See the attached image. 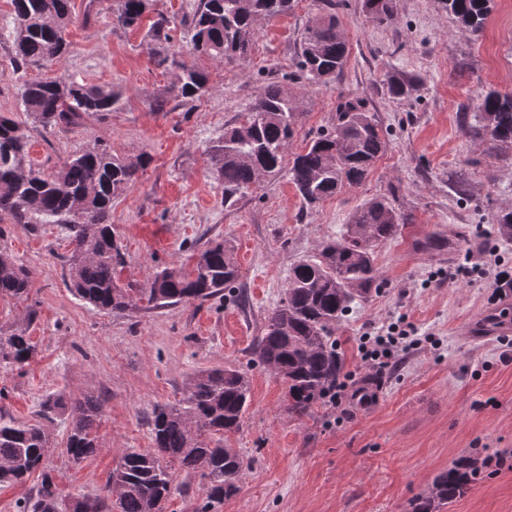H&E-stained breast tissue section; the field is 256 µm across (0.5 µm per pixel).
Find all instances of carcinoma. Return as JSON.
<instances>
[{
	"instance_id": "obj_1",
	"label": "carcinoma",
	"mask_w": 512,
	"mask_h": 512,
	"mask_svg": "<svg viewBox=\"0 0 512 512\" xmlns=\"http://www.w3.org/2000/svg\"><path fill=\"white\" fill-rule=\"evenodd\" d=\"M118 25H138L153 0H114ZM295 0H199L188 20L161 16L153 26L158 66L174 68L178 94L199 100L209 91V74L179 59L170 32L183 28L189 45L200 57L230 62L248 55L255 27L263 18L292 10ZM458 26L477 34L484 28L494 0H443ZM323 14L306 27L294 78L327 82L344 69L348 43L341 33L336 0H323ZM13 72L37 66L52 68L68 52L67 29L72 21L71 0H11ZM372 22L391 19L396 0H362ZM387 92L405 98L417 84L398 73L388 76ZM23 111L44 129L66 131L85 117L105 118L120 108V95L110 87L88 85L67 73L26 80L20 88ZM474 121L463 114L462 135L497 147H512V94L485 91ZM297 113L291 97L270 83L236 126L206 147L216 182L224 187V202L256 184L263 176L288 170L299 196L308 205L336 195L345 186L361 184L385 154L387 138L376 115L359 99L336 106V123L313 137L303 152L286 158L295 135ZM27 127L0 114V213L31 230L40 224H61L73 245L69 259V289L80 300L110 313H123L146 302L168 307L183 302L222 299L235 291L240 271L232 246L212 240L196 253L191 271L168 266L154 273L146 287L131 295L117 284L124 263L110 222L112 200L150 163L142 155L128 161L95 145L65 160L47 173L28 163ZM413 223L412 214L396 207L388 196L374 197L352 214L345 231L327 242L318 256L295 263L288 275L285 297L265 318L261 336L253 344L254 360L281 377L287 385L288 414L305 417L322 402L341 377L344 364L333 335L353 304L384 287L376 267V248L394 239ZM498 235L512 241V210L498 215ZM426 251H440L448 243L428 234L415 240ZM33 286L30 270L0 251V297L26 301ZM34 346L24 330L0 336V366L21 367ZM247 374L234 367L202 370L191 376L181 399L153 409L151 438L155 452L127 451L112 471L105 496H65L44 471L51 439L40 422H19L0 410V484H23L36 471L42 480L35 495L17 512H165L179 474L199 475L207 487L196 512H213L217 504L236 495L247 463L224 436L243 427L250 401ZM70 413L64 451L76 462L93 456L99 447L94 427L103 402L94 396L70 407L61 398L48 401L43 419ZM479 475L471 459H461L435 477L431 488L409 503L408 512H444L462 497Z\"/></svg>"
}]
</instances>
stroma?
<instances>
[{"label": "stroma", "instance_id": "stroma-1", "mask_svg": "<svg viewBox=\"0 0 512 512\" xmlns=\"http://www.w3.org/2000/svg\"><path fill=\"white\" fill-rule=\"evenodd\" d=\"M338 2L349 58L336 78L294 79L302 34L322 11L321 0H296L288 14L257 23L243 59L222 64L183 52L210 79L206 96L188 102L175 93V70L153 60L151 24L160 13L189 17L198 0H153L140 25L128 29L108 9L84 24V0H71V46L59 68L112 87L121 107L65 132L32 127L31 160L49 172L98 142L121 158L150 156L112 202L125 253L118 285L146 287L157 270L191 267L194 249L226 239L243 296L124 314L98 310L66 286L72 246L60 225L31 233L0 215V251L33 275L28 301L0 298V331L25 329L35 345L23 368H0V409L35 422L52 396L104 402L100 450L85 461L61 451L68 419L48 425L54 448L46 466L63 494L105 495L124 452L152 450L154 407L176 403L195 372L230 365L247 373L251 402L226 445L248 468L240 492L215 512H407L437 474L470 455L489 466L448 512H512V360L503 359L500 337L476 342L466 334L490 306L489 281L431 278L440 269L481 263L487 243L512 262V242L496 232L499 212L512 208V150L474 144L459 130L461 114L475 112L483 91L512 93V0H496L476 36L456 24L441 0H397L395 17L382 25L367 20L361 0ZM13 27L11 0H0V113L23 122ZM393 72L418 80L411 98L387 94L385 79ZM271 83L300 112L291 155L333 126L341 99L365 101L390 147L360 185L309 206L283 172L225 205L204 150L238 125ZM383 195L395 196L414 222L376 250L382 291L358 302L336 328L345 369L355 379L367 377L360 338L397 317L434 341L405 351L378 376L372 402L349 398L301 419L289 416L285 384L251 359L254 339L283 298L291 266L318 255L360 204ZM430 232L450 239V249L415 250L414 239Z\"/></svg>", "mask_w": 512, "mask_h": 512}]
</instances>
